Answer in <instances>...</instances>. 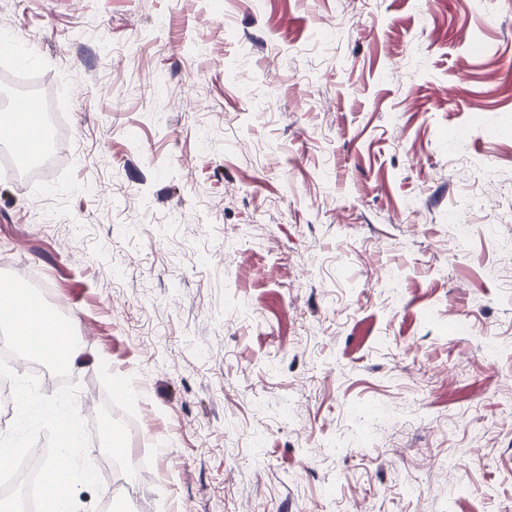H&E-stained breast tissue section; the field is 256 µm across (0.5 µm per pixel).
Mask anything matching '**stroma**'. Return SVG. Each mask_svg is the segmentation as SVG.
<instances>
[{
    "mask_svg": "<svg viewBox=\"0 0 512 512\" xmlns=\"http://www.w3.org/2000/svg\"><path fill=\"white\" fill-rule=\"evenodd\" d=\"M0 29V102L58 117L48 175L0 169V272L42 276L127 438L94 430L81 512H512V0Z\"/></svg>",
    "mask_w": 512,
    "mask_h": 512,
    "instance_id": "1",
    "label": "stroma"
}]
</instances>
